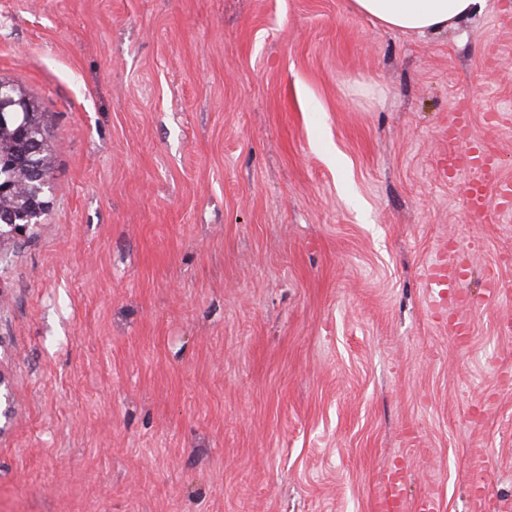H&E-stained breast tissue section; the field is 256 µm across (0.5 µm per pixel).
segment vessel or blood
Instances as JSON below:
<instances>
[{
	"label": "vessel or blood",
	"mask_w": 512,
	"mask_h": 512,
	"mask_svg": "<svg viewBox=\"0 0 512 512\" xmlns=\"http://www.w3.org/2000/svg\"><path fill=\"white\" fill-rule=\"evenodd\" d=\"M467 115L454 113L448 123V153L442 159L443 168L449 173H468L465 204L468 212L478 218H487L490 212L512 217V180L500 172L497 156L480 146L469 143L463 135ZM469 273L467 256L453 253L448 262H436L426 268V284L436 298L461 299L460 285ZM404 476L389 473L385 492L379 503L380 512H403Z\"/></svg>",
	"instance_id": "vessel-or-blood-1"
}]
</instances>
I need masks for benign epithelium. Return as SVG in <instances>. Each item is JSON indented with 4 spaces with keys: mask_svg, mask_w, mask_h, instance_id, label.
Returning a JSON list of instances; mask_svg holds the SVG:
<instances>
[{
    "mask_svg": "<svg viewBox=\"0 0 512 512\" xmlns=\"http://www.w3.org/2000/svg\"><path fill=\"white\" fill-rule=\"evenodd\" d=\"M26 108L22 98L0 94V126L10 131V137L19 150L31 158L41 153L45 142L44 131L22 124L15 129L10 126L19 121L20 112ZM50 184L47 171L32 162L20 179L17 194L11 199L0 197V208L9 204L18 212L20 223L0 224V246L10 238L23 233L27 228L38 223L45 206L44 195ZM12 412V395L8 380L0 372V418H9Z\"/></svg>",
    "mask_w": 512,
    "mask_h": 512,
    "instance_id": "7a95c632",
    "label": "benign epithelium"
}]
</instances>
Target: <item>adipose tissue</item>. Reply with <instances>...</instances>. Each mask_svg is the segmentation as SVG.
<instances>
[{"label":"adipose tissue","instance_id":"adipose-tissue-1","mask_svg":"<svg viewBox=\"0 0 512 512\" xmlns=\"http://www.w3.org/2000/svg\"><path fill=\"white\" fill-rule=\"evenodd\" d=\"M477 0H353L355 9L384 27L425 33L467 20Z\"/></svg>","mask_w":512,"mask_h":512}]
</instances>
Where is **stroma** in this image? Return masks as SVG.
I'll use <instances>...</instances> for the list:
<instances>
[{
  "mask_svg": "<svg viewBox=\"0 0 512 512\" xmlns=\"http://www.w3.org/2000/svg\"><path fill=\"white\" fill-rule=\"evenodd\" d=\"M50 204L0 247V512H512V0L412 35L352 0H0ZM465 251L467 343L424 267ZM506 287L484 298L489 271ZM467 113L455 112L448 122V155L442 158V166L448 174L466 172L465 204L468 212L485 219L492 215L488 206V191L495 194L497 214L512 217V181L500 172L497 156L474 143L463 135L467 126ZM404 475L400 472L389 473L385 481V492L379 503L381 512L405 511L402 497Z\"/></svg>",
  "mask_w": 512,
  "mask_h": 512,
  "instance_id": "35a3bbf8",
  "label": "stroma"
}]
</instances>
